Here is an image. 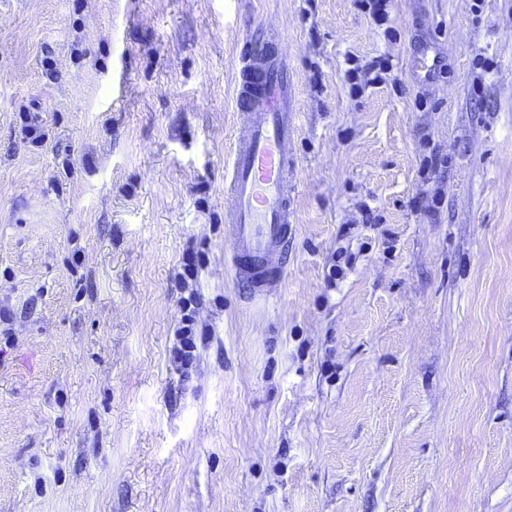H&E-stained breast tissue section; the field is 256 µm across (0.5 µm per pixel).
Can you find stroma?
I'll list each match as a JSON object with an SVG mask.
<instances>
[{"mask_svg":"<svg viewBox=\"0 0 512 512\" xmlns=\"http://www.w3.org/2000/svg\"><path fill=\"white\" fill-rule=\"evenodd\" d=\"M388 26L360 0H0V512H512V0H392ZM247 44L297 109L263 302L224 224ZM388 68V60L382 58H375L369 63L359 67L351 68V74L349 76L351 83V87L354 90H363L364 87L370 84H375L376 82L382 79L381 74L387 70ZM373 74L372 77H370ZM361 75L365 78L361 81ZM358 81V82H357ZM194 297L195 293L192 291L189 297L184 298L182 302L181 326L178 329L177 343L173 348L175 360L179 361L180 365L184 367L191 364L197 349L193 317L190 313H187V311L190 312L189 306Z\"/></svg>","mask_w":512,"mask_h":512,"instance_id":"stroma-1","label":"stroma"}]
</instances>
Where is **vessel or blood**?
<instances>
[{"mask_svg":"<svg viewBox=\"0 0 512 512\" xmlns=\"http://www.w3.org/2000/svg\"><path fill=\"white\" fill-rule=\"evenodd\" d=\"M235 101L245 121L224 167L229 260L251 295L265 298L284 279L279 257L292 228L297 114L287 62L245 49Z\"/></svg>","mask_w":512,"mask_h":512,"instance_id":"vessel-or-blood-1","label":"vessel or blood"}]
</instances>
